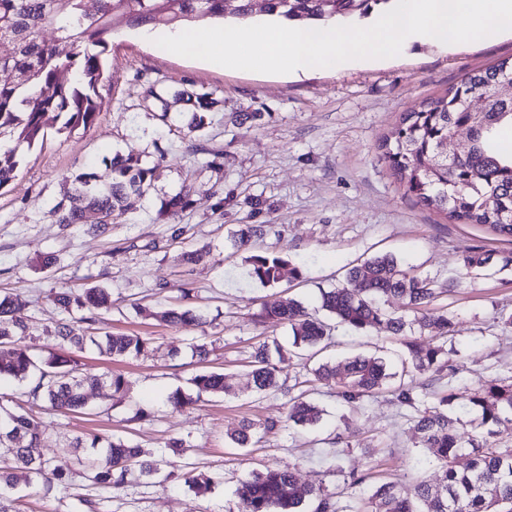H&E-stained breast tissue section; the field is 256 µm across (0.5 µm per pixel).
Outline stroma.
I'll return each mask as SVG.
<instances>
[{
  "label": "stroma",
  "instance_id": "stroma-1",
  "mask_svg": "<svg viewBox=\"0 0 512 512\" xmlns=\"http://www.w3.org/2000/svg\"><path fill=\"white\" fill-rule=\"evenodd\" d=\"M503 61H512L511 30L480 42H408L393 58L304 75L228 69L172 54L139 33L114 36L94 124L66 130L47 115L43 141L20 147L17 176L0 188V292L21 296L13 316L28 324L35 354L52 352L48 331L70 320L51 294L90 285L112 295L106 327L149 338L150 351L124 358L92 347L78 353L93 373L123 374L128 390L113 406L100 391H87L86 408L76 415L33 409L41 434L37 455L69 473L72 483L48 496L19 485L10 493L17 512H237L239 481L287 464L300 487L323 485L344 504L386 481L408 489L431 476L436 464L414 440L411 409L385 393L346 402L312 374L318 363L357 354L399 360L403 346L385 325L362 333L336 330L335 345L306 362L275 358L282 393L254 392L250 353L273 339L288 344L291 336L287 327L261 319L267 301L295 299L318 312L322 290L343 285L360 261L388 253L439 282L455 279L435 305L455 316L447 349L459 393L484 379L512 376V327L504 325L512 317V265L503 264L512 256V238L418 203L381 150L406 113L465 74ZM151 87L168 102L169 121L146 102ZM183 90L207 91L216 100L202 135L180 130L191 109L179 96ZM232 112L262 118L241 126L229 121ZM131 147L146 164H161L164 174L123 220L103 234L85 224L52 223L49 212L67 203L76 175L104 173L106 159ZM188 186L194 204L167 212V200ZM243 224L266 225L264 245L301 267L302 277H284L274 287L254 282L246 253L235 244ZM186 251L202 253V261L181 264ZM49 253L55 262L42 268ZM475 253L485 265L459 278L463 256ZM177 306L202 313L204 323L168 325L162 316ZM205 340L211 347L202 362L194 347ZM203 370L224 374L232 392L202 397L183 410L170 407L167 395L178 387L191 390L192 377ZM292 395L317 403L320 423L279 429L246 448L232 444L243 419L283 416ZM140 408L150 420H135ZM90 431L140 444L157 459L167 457L169 439L184 440L182 464L210 478L211 488L195 494L164 470L151 477L131 473L117 493L94 485L70 447ZM332 452L340 455L342 471L324 464ZM350 470L364 475L361 485L347 486Z\"/></svg>",
  "mask_w": 512,
  "mask_h": 512
}]
</instances>
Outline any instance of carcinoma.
Instances as JSON below:
<instances>
[{
    "label": "carcinoma",
    "instance_id": "obj_1",
    "mask_svg": "<svg viewBox=\"0 0 512 512\" xmlns=\"http://www.w3.org/2000/svg\"><path fill=\"white\" fill-rule=\"evenodd\" d=\"M265 13L286 20L314 25L338 18L366 16L391 0H265ZM252 17V0H0V70L14 75L0 83V189L16 176L19 146H32L44 138L43 118L49 112L64 117L62 128L89 126L103 104L105 60L114 33L122 29L175 28L204 21H247ZM52 37H44L45 31ZM512 73V63L503 61L465 76L441 97L428 101L404 116L401 124L381 143L384 158L407 192L418 202L446 214L462 224L486 226L501 236L512 237V222L501 224L496 216L512 214V150L503 146L500 131L512 128V101L499 100L490 89L504 75ZM477 92L487 95L484 111L471 112L467 101ZM213 101L210 93L194 96L188 133L205 129L206 113ZM471 130L468 150L453 164L436 158V145L457 127ZM110 178L99 186L94 171L76 177L69 206H55L50 216L57 224H85L100 215L109 223L94 230L104 233L108 224L125 217L133 198L143 196L163 174L158 164L145 166L140 153L131 149L105 162ZM266 226L246 224L237 234L238 247L249 249L252 239L266 235ZM250 277L264 286L278 284L288 260L269 250L247 257ZM445 292L435 280L399 267L388 254L375 256L352 267L346 284L321 293L325 317L309 313L294 299H274L265 303L264 321L288 325L291 347L301 351L324 349L332 343L333 330L342 326L363 331L384 322L398 337L419 327L450 335L455 322L446 310L432 307ZM398 295L406 300L415 316L394 314L383 300ZM52 301L77 323L96 326L98 335L76 332L69 323L59 324L52 337L56 351L46 357L30 352L25 340L28 325L11 316L19 298L0 295V379L14 378L25 383L22 395L31 402L48 404L60 414L77 412L85 406V389L104 386L110 397L125 392L128 382L121 374L84 373L74 358L65 355L88 345L110 356H144L149 340L138 335L112 334L100 327L102 312L112 307L110 293L98 286L52 294ZM171 324L201 319L191 309H171L165 313ZM403 372L408 375L440 376L448 368L439 346L415 339L404 341ZM282 356L288 349L273 342L262 343L251 354L252 388L257 393L281 390L271 352ZM315 379L336 390L346 402L369 397L388 387L394 374L380 356H355L336 363H322L314 369ZM191 383L190 393L177 388L168 396L169 405L183 409L204 395L228 393L231 386L224 374L202 371ZM401 406L417 408L415 388L393 390ZM433 410L422 411L414 419L416 443L432 451L440 468L433 481L421 480L413 492L402 494L397 483L376 488L369 502H355L345 511L335 495L321 486L301 492L291 468L279 467L252 474L237 488L238 512H299L303 495L317 502L315 512H512V448L500 447L502 430L512 425V377L491 378L464 398L478 414L469 430L460 427L449 411L461 396L447 386L429 392ZM0 394V453L11 466L0 467V512H15L7 493L19 483L40 484L47 492L67 487L69 476L33 454L40 441L32 418L24 409H11ZM318 406L300 398L291 399L286 421L299 427L320 420ZM279 421L262 424L244 420L233 442L244 447L260 431L276 430ZM77 448L102 450L104 458L92 455L86 465L92 482L104 489L119 491L132 469L140 475L158 473L169 461L147 460L137 445L123 438H105L97 433L78 437Z\"/></svg>",
    "mask_w": 512,
    "mask_h": 512
}]
</instances>
